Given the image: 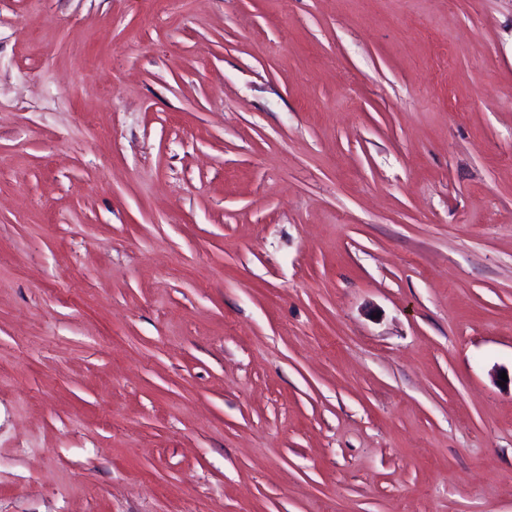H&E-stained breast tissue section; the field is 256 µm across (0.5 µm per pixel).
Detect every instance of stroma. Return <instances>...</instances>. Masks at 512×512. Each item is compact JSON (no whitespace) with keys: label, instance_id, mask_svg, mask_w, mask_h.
Returning <instances> with one entry per match:
<instances>
[{"label":"stroma","instance_id":"stroma-1","mask_svg":"<svg viewBox=\"0 0 512 512\" xmlns=\"http://www.w3.org/2000/svg\"><path fill=\"white\" fill-rule=\"evenodd\" d=\"M512 0H0V512H512Z\"/></svg>","mask_w":512,"mask_h":512}]
</instances>
